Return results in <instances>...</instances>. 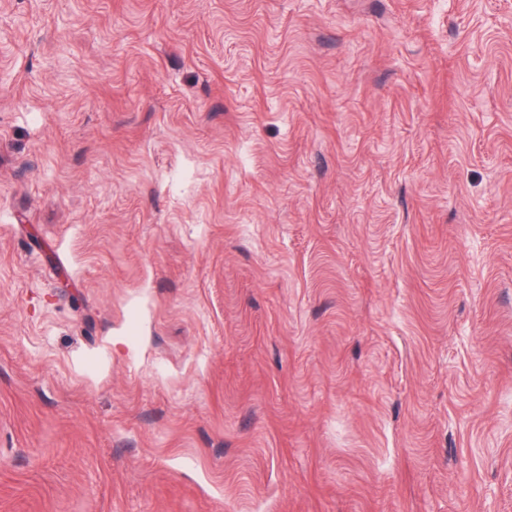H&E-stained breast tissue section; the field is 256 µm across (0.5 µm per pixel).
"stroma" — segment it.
Instances as JSON below:
<instances>
[{
  "label": "stroma",
  "mask_w": 512,
  "mask_h": 512,
  "mask_svg": "<svg viewBox=\"0 0 512 512\" xmlns=\"http://www.w3.org/2000/svg\"><path fill=\"white\" fill-rule=\"evenodd\" d=\"M0 512H512V0H0Z\"/></svg>",
  "instance_id": "stroma-1"
}]
</instances>
